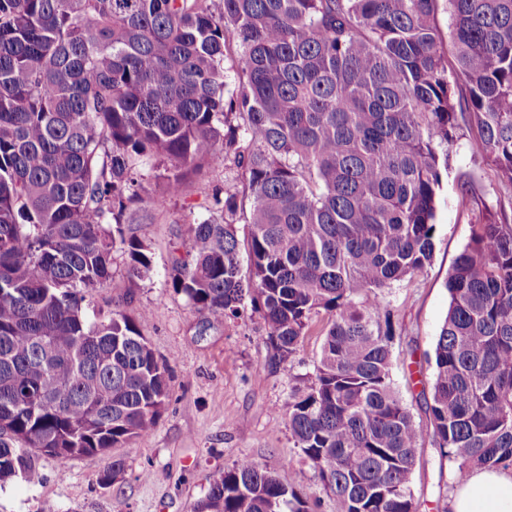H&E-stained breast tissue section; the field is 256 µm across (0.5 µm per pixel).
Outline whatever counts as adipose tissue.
Masks as SVG:
<instances>
[{
  "mask_svg": "<svg viewBox=\"0 0 512 512\" xmlns=\"http://www.w3.org/2000/svg\"><path fill=\"white\" fill-rule=\"evenodd\" d=\"M449 512H512V470L471 471L454 488Z\"/></svg>",
  "mask_w": 512,
  "mask_h": 512,
  "instance_id": "1",
  "label": "adipose tissue"
}]
</instances>
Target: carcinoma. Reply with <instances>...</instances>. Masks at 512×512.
I'll list each match as a JSON object with an SVG mask.
<instances>
[{"instance_id":"carcinoma-1","label":"carcinoma","mask_w":512,"mask_h":512,"mask_svg":"<svg viewBox=\"0 0 512 512\" xmlns=\"http://www.w3.org/2000/svg\"><path fill=\"white\" fill-rule=\"evenodd\" d=\"M462 132L500 190L489 206L458 179L474 223L424 429L392 379L384 290L432 261L435 143ZM148 160L166 165L157 205L206 168L240 170L172 269L205 323L248 300L285 361L326 317L288 426L338 512H418L428 438L460 479L512 466V0H0V482L35 480L38 453L108 457L166 405L149 310L84 306L115 248L130 277L152 271L125 229ZM196 512L309 508L242 457Z\"/></svg>"}]
</instances>
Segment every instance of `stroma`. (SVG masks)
Here are the masks:
<instances>
[{
	"label": "stroma",
	"instance_id": "1",
	"mask_svg": "<svg viewBox=\"0 0 512 512\" xmlns=\"http://www.w3.org/2000/svg\"><path fill=\"white\" fill-rule=\"evenodd\" d=\"M450 167L437 203L435 253L426 271L386 289L396 331L392 358L395 386L421 425H428L425 399L433 367L429 362L448 312L445 282L457 255L468 243L473 214L461 203L460 174H468L487 204H495L498 184L486 163L474 157L467 138L448 146ZM235 167L211 169L178 198L155 206L153 177H145L143 201L129 224L153 260L149 278L129 279L128 258L112 253V278L92 292L89 317L120 311L130 316L151 309L141 334L165 362L170 397L152 432L113 448L110 456L86 455L62 463L38 454L35 481L15 478L0 488V512H195L210 483L242 457L276 472L308 503L312 512H336L314 470L296 448L288 428L294 388L315 377L322 338L305 337L295 356L279 361L263 319L252 310L222 322L204 324L184 294L175 292L169 273L183 252L186 229L215 216L212 194L232 182ZM124 469L109 487L98 476L110 458ZM412 489L419 512H449L458 464L440 457L432 445L417 453Z\"/></svg>",
	"mask_w": 512,
	"mask_h": 512
}]
</instances>
